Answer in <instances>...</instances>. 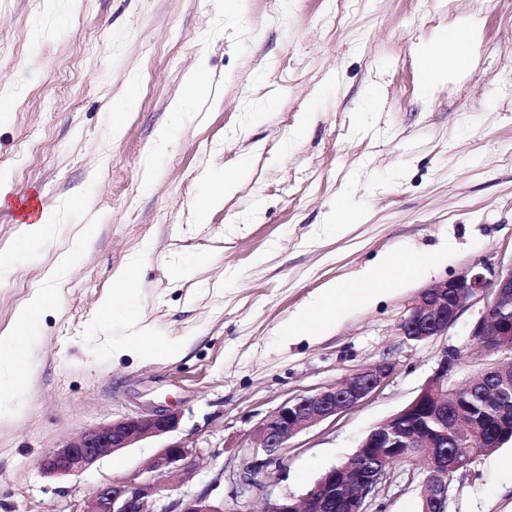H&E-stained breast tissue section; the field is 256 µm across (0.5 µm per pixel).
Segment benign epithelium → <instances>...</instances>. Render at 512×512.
<instances>
[{
	"instance_id": "obj_1",
	"label": "benign epithelium",
	"mask_w": 512,
	"mask_h": 512,
	"mask_svg": "<svg viewBox=\"0 0 512 512\" xmlns=\"http://www.w3.org/2000/svg\"><path fill=\"white\" fill-rule=\"evenodd\" d=\"M486 297L480 316L470 326V336L507 335L498 313L512 308V262L493 269L471 267L462 274L423 289L402 321L400 329L406 339L422 342L448 334L468 302ZM453 351L442 355L437 368L419 393L403 408L367 433L355 453L339 468L325 471L302 496L284 495L268 499L260 512H324L336 502V478L352 472L354 463L374 448H402L415 443L423 448L448 447V396L455 392L449 384L453 371ZM395 371V364L381 361L351 374L340 383L329 385L313 395L283 402L257 425L255 437L262 457L253 460L251 472H259L281 463V448L292 436L324 420L349 412L368 401ZM181 413L167 406L126 416L110 424L89 429L60 447L48 449L40 458L42 470L52 476H69L89 469L98 461L132 447L147 438H164L166 443L153 457L149 471L165 474L169 479L182 478L192 449L186 441L173 436L179 428ZM423 418L436 423L437 430L426 434L406 435L409 422ZM423 473L422 502L429 512V502L448 499V482L427 484ZM378 482L358 486L349 502V512H367L366 501L374 496ZM154 482L114 481L99 486L83 512H151L146 498L160 494ZM159 512H224L202 493L178 500Z\"/></svg>"
}]
</instances>
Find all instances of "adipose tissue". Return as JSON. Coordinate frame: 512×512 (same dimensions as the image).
I'll return each instance as SVG.
<instances>
[{
	"mask_svg": "<svg viewBox=\"0 0 512 512\" xmlns=\"http://www.w3.org/2000/svg\"><path fill=\"white\" fill-rule=\"evenodd\" d=\"M473 37L474 31L470 26H457L449 30L441 41L421 48L424 91H432L439 82L463 72L467 63L463 47ZM429 262V257L425 255L408 254L401 258L394 252L385 254L376 266L364 272L356 287L341 288L332 284L321 289L311 304L282 324L280 338L323 336L335 326L345 307L369 304L377 294L399 287L402 281L424 276ZM138 299L136 277L130 273L120 277L113 285L111 297L102 307V321L119 316L132 318ZM56 302V295L49 291L34 295L27 305L16 312L12 329L0 333V352L7 356L4 364L0 365L1 424L11 423L17 417L10 403L14 394L33 375L31 348L39 316Z\"/></svg>",
	"mask_w": 512,
	"mask_h": 512,
	"instance_id": "obj_1",
	"label": "adipose tissue"
}]
</instances>
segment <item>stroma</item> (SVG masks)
Listing matches in <instances>:
<instances>
[{"mask_svg":"<svg viewBox=\"0 0 512 512\" xmlns=\"http://www.w3.org/2000/svg\"><path fill=\"white\" fill-rule=\"evenodd\" d=\"M0 0V332L41 288L20 414L0 426V512H83L96 488L145 473L148 438L77 476L44 475L50 448L168 405L192 464L169 490L231 496L257 450L253 430L285 400L371 364L396 369L362 406L288 439L254 475L253 512L300 496L377 424L410 402L444 350L460 385L494 358L468 334L483 301L447 335L406 340L424 288L474 264L512 261V0ZM466 21L476 37L459 78L424 93L419 46ZM205 81L186 98L191 75ZM124 132L113 138L114 112ZM170 130L160 142L162 130ZM236 189L205 205L212 177ZM55 211L49 241L20 239L24 208ZM353 223L330 230L337 207ZM86 247L55 271L83 228ZM443 252L428 274L351 308L308 341L282 323L327 283L353 284L379 253ZM135 268L139 314L168 360L122 347L101 324L117 275ZM415 464L391 467L369 512H418ZM445 512H512V443L449 481Z\"/></svg>","mask_w":512,"mask_h":512,"instance_id":"35a3bbf8","label":"stroma"}]
</instances>
